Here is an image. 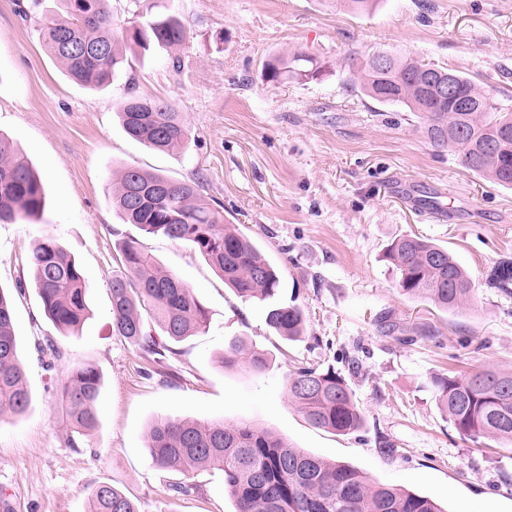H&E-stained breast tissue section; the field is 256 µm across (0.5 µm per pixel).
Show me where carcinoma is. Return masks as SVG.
Here are the masks:
<instances>
[{"instance_id":"obj_1","label":"carcinoma","mask_w":512,"mask_h":512,"mask_svg":"<svg viewBox=\"0 0 512 512\" xmlns=\"http://www.w3.org/2000/svg\"><path fill=\"white\" fill-rule=\"evenodd\" d=\"M57 9L33 18L46 49L78 82L100 87L118 77L128 64L127 53L159 47L177 50L186 41L184 21L175 13L146 18L119 32L108 0H57ZM388 57L387 70L376 61ZM271 81L305 82L316 78L325 63L296 49L272 56L265 64ZM348 86L376 103L412 112L425 124L430 144L457 154L471 172L494 184L512 187V110L472 79L453 69L413 56L375 52L351 64ZM450 74L460 96L474 108L455 112L434 104L419 79ZM129 96L118 117L132 139L162 152L181 151L190 129L165 100ZM112 205L124 223L142 232L185 243L220 274L244 302L269 303L265 323L284 340L296 341L306 330L304 309L275 304L281 288L276 267L210 203L196 181L176 180L161 173L125 168L112 180ZM46 189L29 164L18 157L12 141L0 134V224L40 215ZM121 268L112 272L110 294L112 335L138 347L159 362L207 323V310L187 284L164 269L139 241L119 243ZM396 274V286L412 298L459 309L472 302L475 282L448 250L418 236H402L385 250ZM43 311L59 330L80 324L87 315V286L78 263L50 237L33 242L25 254ZM488 283L512 284V262L500 264ZM146 311L160 333L148 328ZM224 362L243 363L254 373L270 366L266 351L233 341ZM437 401L460 436L474 442L491 439L512 444V371L483 369L468 374L433 377ZM102 376L87 365L61 381L60 391L71 435L79 447L100 418ZM288 397L315 426L350 434L364 425V416L345 379L331 368L300 367L288 379ZM31 402L26 368L20 361L14 329L13 300L0 289V420L23 414ZM153 466L174 473L218 468L235 501V512H445L433 500L401 488L372 484L353 467L329 463L269 429L245 422L191 420L161 415L150 424L146 444ZM85 512H139L137 505L109 483L94 487Z\"/></svg>"}]
</instances>
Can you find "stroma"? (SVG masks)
<instances>
[{"label":"stroma","mask_w":512,"mask_h":512,"mask_svg":"<svg viewBox=\"0 0 512 512\" xmlns=\"http://www.w3.org/2000/svg\"><path fill=\"white\" fill-rule=\"evenodd\" d=\"M56 6L0 0V133L47 191L39 217L0 224V288L13 299L32 396L22 416L0 422V491L10 512H84L101 483L140 512H233L223 471L150 465L144 437L159 414L275 429L444 512H512V446L463 439L432 385L451 370H512V289L487 284L500 261H512V188L433 148L413 113L346 86L351 57L411 53L512 106V0H379L368 14L340 0H109L118 25L174 12L188 38L179 64L164 51L133 54L121 77L97 89L69 78L33 30L31 13ZM295 48L323 59L325 75L268 80L266 60ZM129 93L169 102L191 131L187 147L161 153L130 139L117 115ZM126 166L200 181L225 221L279 268L281 301L305 310L304 336L273 334L265 304L242 302L190 246L123 223L108 188ZM404 235L447 248L471 273V305L446 311L396 289L384 251ZM45 236L87 282L88 316L66 333L46 318L22 262ZM129 236L179 275L209 316L159 364L112 334L109 283ZM383 314L396 326L387 335L376 326ZM48 336L62 352L50 367L38 351ZM235 338L266 349L270 367L256 374L225 364ZM309 364L346 378L365 416L359 431L313 427L289 400V375ZM86 365L103 378L100 419L73 448L55 382ZM179 481L193 484L190 495H174Z\"/></svg>","instance_id":"obj_1"}]
</instances>
